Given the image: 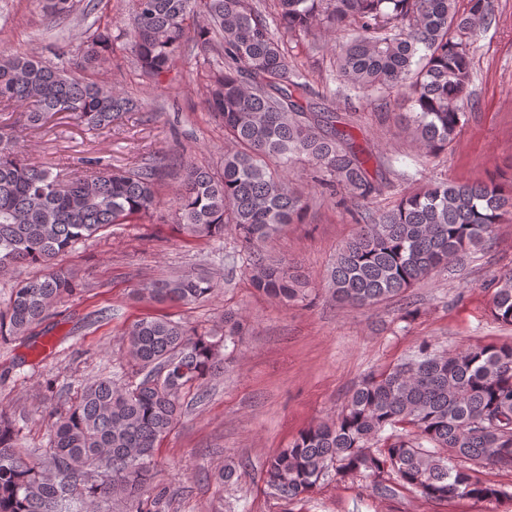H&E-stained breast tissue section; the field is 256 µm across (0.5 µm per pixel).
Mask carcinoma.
<instances>
[{
    "label": "carcinoma",
    "mask_w": 512,
    "mask_h": 512,
    "mask_svg": "<svg viewBox=\"0 0 512 512\" xmlns=\"http://www.w3.org/2000/svg\"><path fill=\"white\" fill-rule=\"evenodd\" d=\"M275 0L276 26L250 0H133L124 35L141 71L156 82L172 71L176 52L195 43L218 50L224 66L208 74L207 109L235 143L218 170L188 165L175 203L183 233L220 239L234 230L249 250L250 280L266 296L291 301L308 281L260 256L263 243L300 221L307 202L288 171L301 157L313 178L350 191L358 230L338 249L329 270L331 298L370 308L406 292L448 262L489 240L512 216V178L458 183L435 179L400 194L385 211L370 201L389 182L368 140L358 141L346 118L313 111L288 62V37L315 25L353 37L339 47L336 68L369 96L404 90L413 136L431 156L455 139L470 83L473 30L488 0ZM57 18L73 0H47ZM112 49L110 27L88 37L85 60ZM24 108L30 127L69 113L89 130L110 132L140 110L125 91L87 73L16 50L0 54V108ZM21 132L0 126V269L27 262L46 268L13 288L0 311V337H23L50 308L73 295L78 274L56 263L75 244L114 224L152 213L168 164L134 170L95 158L68 181L35 165L21 150ZM211 282L182 275L153 281L138 293L157 302L190 303ZM491 315L512 325V269L501 274ZM240 323L224 314V336L200 334L166 318H143L128 329V354L142 378L118 387L100 377L77 390L56 414L44 448L50 470L21 457L16 421L0 413V512H106L121 498L126 512H153L146 497L147 464L183 414L182 394L224 365ZM476 466L512 470V342L469 346L448 355L423 342L416 352L354 386L336 418L303 429L267 463L265 482L290 499L312 492L329 472L336 480L365 477L376 491L396 483L435 501H498L512 493L481 481ZM103 471L97 482L88 469Z\"/></svg>",
    "instance_id": "carcinoma-1"
}]
</instances>
